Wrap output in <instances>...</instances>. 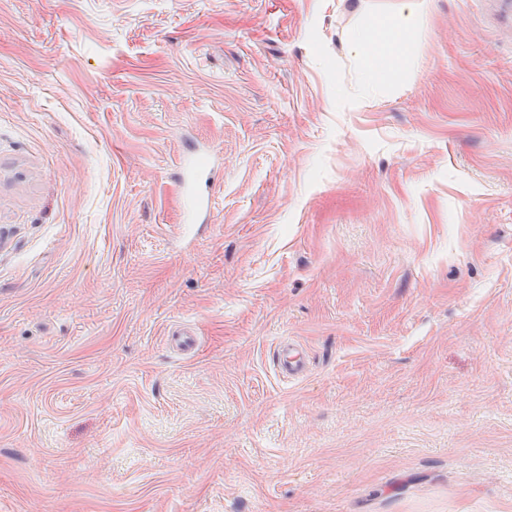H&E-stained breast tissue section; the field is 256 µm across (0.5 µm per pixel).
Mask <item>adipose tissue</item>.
<instances>
[{
    "label": "adipose tissue",
    "mask_w": 512,
    "mask_h": 512,
    "mask_svg": "<svg viewBox=\"0 0 512 512\" xmlns=\"http://www.w3.org/2000/svg\"><path fill=\"white\" fill-rule=\"evenodd\" d=\"M425 3L400 0L394 13L374 16L350 35L345 51L359 66L360 90L375 92L399 78L422 27Z\"/></svg>",
    "instance_id": "ef3b65f1"
}]
</instances>
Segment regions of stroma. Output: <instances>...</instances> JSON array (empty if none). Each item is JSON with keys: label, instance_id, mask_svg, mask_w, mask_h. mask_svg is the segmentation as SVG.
<instances>
[{"label": "stroma", "instance_id": "35a3bbf8", "mask_svg": "<svg viewBox=\"0 0 512 512\" xmlns=\"http://www.w3.org/2000/svg\"><path fill=\"white\" fill-rule=\"evenodd\" d=\"M396 4L0 0V512H512V9ZM425 3L400 0L394 13L374 16L350 35L345 51L358 63L359 90L375 93L399 78L422 27ZM212 169L209 164L195 158L187 159L181 166V193L191 203L196 215L207 212L210 207L208 189L213 185Z\"/></svg>", "mask_w": 512, "mask_h": 512}]
</instances>
